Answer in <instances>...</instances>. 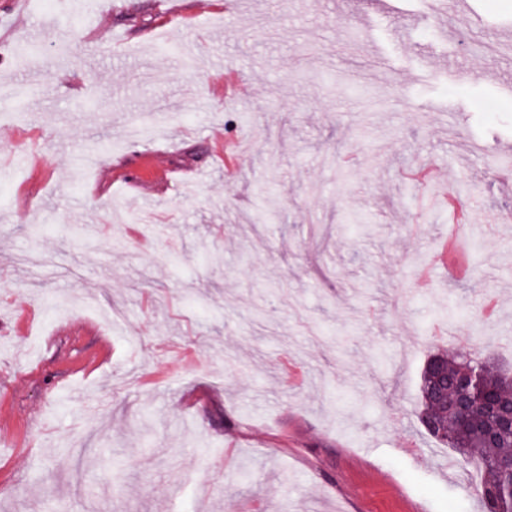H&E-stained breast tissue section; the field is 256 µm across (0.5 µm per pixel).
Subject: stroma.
I'll use <instances>...</instances> for the list:
<instances>
[{"label": "stroma", "instance_id": "stroma-1", "mask_svg": "<svg viewBox=\"0 0 512 512\" xmlns=\"http://www.w3.org/2000/svg\"><path fill=\"white\" fill-rule=\"evenodd\" d=\"M28 2L75 38L35 70L0 18V156L42 157L0 167V512H480L419 386L451 304L512 371V0Z\"/></svg>", "mask_w": 512, "mask_h": 512}]
</instances>
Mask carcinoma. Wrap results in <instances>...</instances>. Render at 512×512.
I'll list each match as a JSON object with an SVG mask.
<instances>
[{
  "mask_svg": "<svg viewBox=\"0 0 512 512\" xmlns=\"http://www.w3.org/2000/svg\"><path fill=\"white\" fill-rule=\"evenodd\" d=\"M468 371L482 376L481 388L472 398L476 409L469 413L475 423L469 428L458 429L457 413L432 397L428 389L448 388V401L459 395L455 381ZM507 410L512 407V379L490 363L470 353L459 352L453 357L437 353L427 362L422 378L420 425L433 439L456 449L461 460L471 459L482 464V473L475 488L485 512H512V473L499 469L502 457L512 456V428H495V415L489 412L492 404ZM447 430L448 436L439 430Z\"/></svg>",
  "mask_w": 512,
  "mask_h": 512,
  "instance_id": "1",
  "label": "carcinoma"
}]
</instances>
